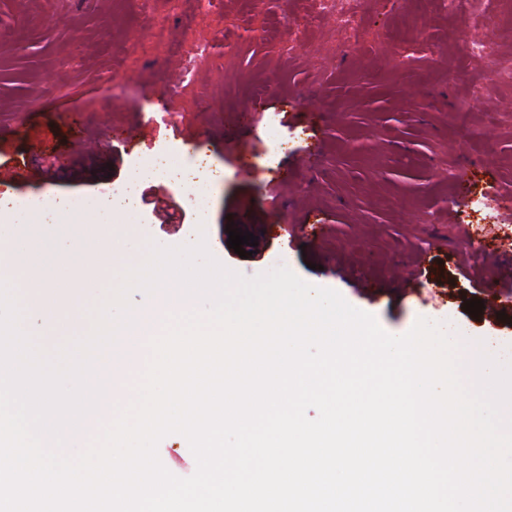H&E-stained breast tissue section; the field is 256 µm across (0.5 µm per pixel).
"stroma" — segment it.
Segmentation results:
<instances>
[{
    "instance_id": "35a3bbf8",
    "label": "stroma",
    "mask_w": 512,
    "mask_h": 512,
    "mask_svg": "<svg viewBox=\"0 0 512 512\" xmlns=\"http://www.w3.org/2000/svg\"><path fill=\"white\" fill-rule=\"evenodd\" d=\"M349 5L365 41H344L319 0H211L191 27L168 0H0V190L23 206L106 195L144 157L177 150L215 185L203 213L179 180L142 187L135 227L149 240L182 245L203 215L210 253L243 276L283 265L390 334L427 316L512 345V301L502 320L469 315L465 301L487 291L456 274L489 252L492 278L512 269V234L500 230L512 225V86L489 76L512 62V10L504 0L476 12L458 0L452 16L441 0ZM157 21L181 55L144 47ZM464 24L493 32L488 60L467 58ZM372 72L378 82L366 81ZM117 83L150 100L153 120L113 93ZM461 102L474 115L467 130L452 121ZM116 127L136 141L109 139ZM482 198L495 223L473 217ZM452 207L479 230L477 248L463 250ZM230 222L257 236L251 256L229 248Z\"/></svg>"
}]
</instances>
